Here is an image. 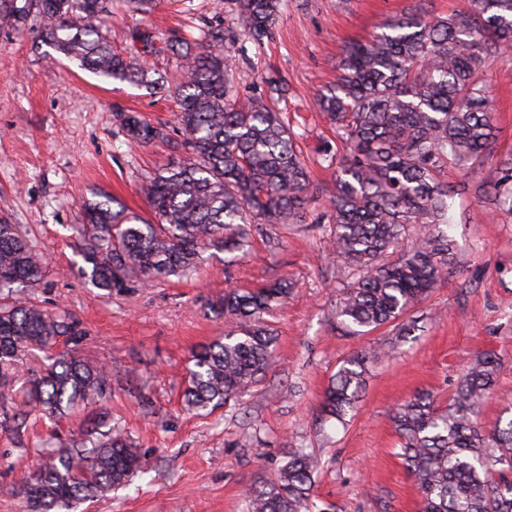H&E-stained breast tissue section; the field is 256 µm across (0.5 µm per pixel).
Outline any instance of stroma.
Returning <instances> with one entry per match:
<instances>
[{"label":"stroma","mask_w":512,"mask_h":512,"mask_svg":"<svg viewBox=\"0 0 512 512\" xmlns=\"http://www.w3.org/2000/svg\"><path fill=\"white\" fill-rule=\"evenodd\" d=\"M263 51L242 45L246 63L236 86L246 99L266 91L265 76L288 85L283 109L307 158L319 197L304 223L278 227L281 245L266 246L253 232L247 253L208 250L197 271L137 289L106 295L78 271L75 224L83 203L113 198L153 221L142 180L179 157L174 142L142 147L128 143L117 113L136 112L148 122L174 125L177 106L163 93L128 83L104 82L67 69L40 30L17 36L0 29V214L26 228L47 258L36 294L49 309H63L84 331L82 358L118 370L112 393L59 424L32 420L23 438L0 432V512H25L6 494L42 451L58 440L79 438L89 413L106 409L142 454L143 470L107 497L78 504L74 512H245L247 488L274 478L284 453L305 446L321 458L316 487L337 512H418L413 478L396 454L387 415L417 391L432 392L447 406L468 362L481 352L499 357L500 399L483 408L494 424L512 395V215L486 198L456 197L450 234L456 263L448 278L413 316L415 338L371 365L365 388L345 423H322L324 388L342 361L389 336L383 327L364 336L343 333L334 316L336 264L330 246L331 172L316 149L333 130L315 95L335 83L337 62L349 42L369 38L387 18L410 9L429 16L469 7L471 0H286ZM107 37L129 51L132 28L152 33L149 66L175 83V57L167 41L196 31L203 21L230 26V0H161L146 16H129L121 0ZM482 77L493 102L498 135L477 173L491 181L512 159V61L488 60ZM288 279L285 304L267 317L276 340L275 365L240 402L192 414L181 407L186 367L198 345L231 329L212 304L229 288H253Z\"/></svg>","instance_id":"obj_1"}]
</instances>
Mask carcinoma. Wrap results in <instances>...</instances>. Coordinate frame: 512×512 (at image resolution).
I'll use <instances>...</instances> for the list:
<instances>
[{
  "mask_svg": "<svg viewBox=\"0 0 512 512\" xmlns=\"http://www.w3.org/2000/svg\"><path fill=\"white\" fill-rule=\"evenodd\" d=\"M0 0V27L24 32L42 23L61 56L104 80L128 82L148 93L167 92L180 103L175 132L182 150L175 164L146 178L142 192L155 215L146 222L111 200L83 205L76 227L84 278L95 288L128 294L154 281L187 275L202 253L233 254L261 224L305 221L318 185L297 151L298 134L277 103L286 83L267 78L270 100L247 104L235 95L233 52L256 50L275 26L282 0H231L236 23L206 24L192 40L168 46L181 71L165 86L155 72L112 50L105 30L110 0ZM129 13L148 15L158 0H125ZM512 0H475L474 8L429 18L422 10L386 21L382 31L347 45L336 84L317 101L336 129L324 141L321 163L339 165L330 203L336 254L335 315L353 335L383 326L396 336L342 361L323 394L321 415L344 422L364 388L368 364L388 356L415 332L406 314L448 276L455 261L448 200L477 194L512 214V166L492 182L444 181L449 165L481 166L491 153L496 113L484 81L490 58L511 60ZM122 132L141 146L170 138L165 124L138 114L118 116ZM43 254L28 233L0 216V430L21 436L31 416L53 420L105 396L112 378L102 365L59 350L78 335L64 310L50 311L34 296L46 273ZM288 281L224 292L215 315L237 328L191 355L183 392L186 410L235 403L275 363V337L264 316L288 298ZM38 350L48 364L23 377L24 358ZM499 358L472 359L448 406L428 391L389 414L405 468L414 478L419 512H512V418L484 426ZM130 438L99 413L97 430L43 454L17 486L26 512H66L78 501L103 497L141 469ZM318 456L294 448L275 478L245 492L247 512H313Z\"/></svg>",
  "mask_w": 512,
  "mask_h": 512,
  "instance_id": "carcinoma-1",
  "label": "carcinoma"
}]
</instances>
